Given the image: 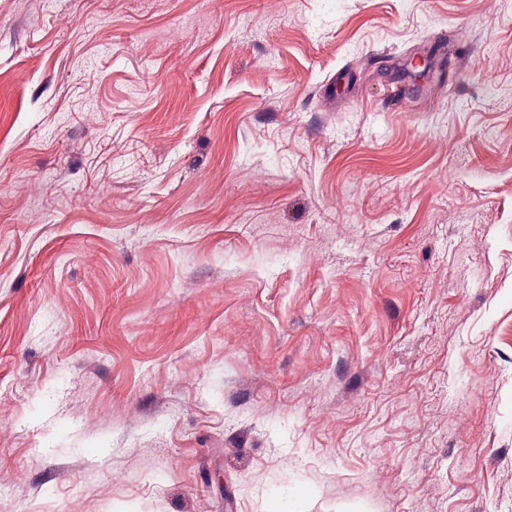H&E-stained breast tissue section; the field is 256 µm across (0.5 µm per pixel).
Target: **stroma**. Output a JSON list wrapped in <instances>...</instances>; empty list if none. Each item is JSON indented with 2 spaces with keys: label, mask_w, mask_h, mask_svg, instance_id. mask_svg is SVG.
Listing matches in <instances>:
<instances>
[{
  "label": "stroma",
  "mask_w": 512,
  "mask_h": 512,
  "mask_svg": "<svg viewBox=\"0 0 512 512\" xmlns=\"http://www.w3.org/2000/svg\"><path fill=\"white\" fill-rule=\"evenodd\" d=\"M0 512H512V0H0Z\"/></svg>",
  "instance_id": "stroma-1"
}]
</instances>
